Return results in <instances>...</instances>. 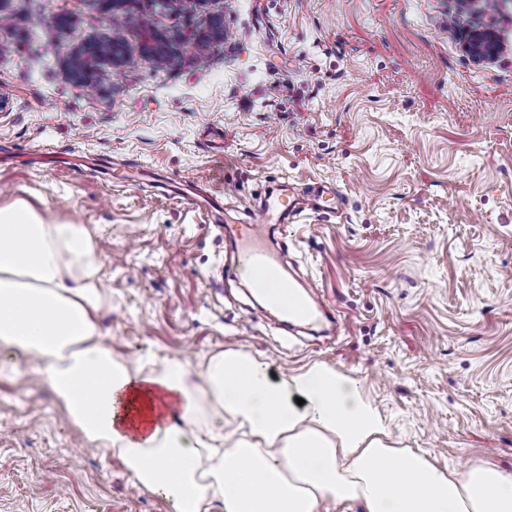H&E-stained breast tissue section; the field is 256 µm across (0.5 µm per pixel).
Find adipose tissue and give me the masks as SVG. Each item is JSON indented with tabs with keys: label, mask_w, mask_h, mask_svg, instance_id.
<instances>
[{
	"label": "adipose tissue",
	"mask_w": 512,
	"mask_h": 512,
	"mask_svg": "<svg viewBox=\"0 0 512 512\" xmlns=\"http://www.w3.org/2000/svg\"><path fill=\"white\" fill-rule=\"evenodd\" d=\"M90 232L0 207V354L34 363L84 439L172 512H512V474L396 447L358 385L317 362L285 376L229 349L132 366L102 342Z\"/></svg>",
	"instance_id": "adipose-tissue-1"
}]
</instances>
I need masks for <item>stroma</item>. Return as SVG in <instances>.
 <instances>
[{
  "label": "stroma",
  "mask_w": 512,
  "mask_h": 512,
  "mask_svg": "<svg viewBox=\"0 0 512 512\" xmlns=\"http://www.w3.org/2000/svg\"><path fill=\"white\" fill-rule=\"evenodd\" d=\"M166 34L94 88L77 44L110 33L97 0H0V207L81 224L110 298L104 343L129 360L248 351L281 375L323 362L362 386L403 448L512 473V0H137ZM223 39L200 46L206 17ZM504 46L478 65L472 29ZM209 181L224 214L180 185ZM330 184L266 243L342 320L285 331L224 239L264 199ZM0 512H171L91 448L23 358L0 360ZM142 40L139 47V56L148 61H169V43L165 36L153 29L152 26L142 25Z\"/></svg>",
  "instance_id": "35a3bbf8"
}]
</instances>
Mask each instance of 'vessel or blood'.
Segmentation results:
<instances>
[{
    "mask_svg": "<svg viewBox=\"0 0 512 512\" xmlns=\"http://www.w3.org/2000/svg\"><path fill=\"white\" fill-rule=\"evenodd\" d=\"M296 207L295 201L279 197L265 202L259 218L246 225L237 239V272L272 309L288 318L317 325L326 319V312L311 306L306 296L295 290L285 277L280 260L265 247L263 241L277 211L285 209L292 212Z\"/></svg>",
    "mask_w": 512,
    "mask_h": 512,
    "instance_id": "b4317fda",
    "label": "vessel or blood"
}]
</instances>
